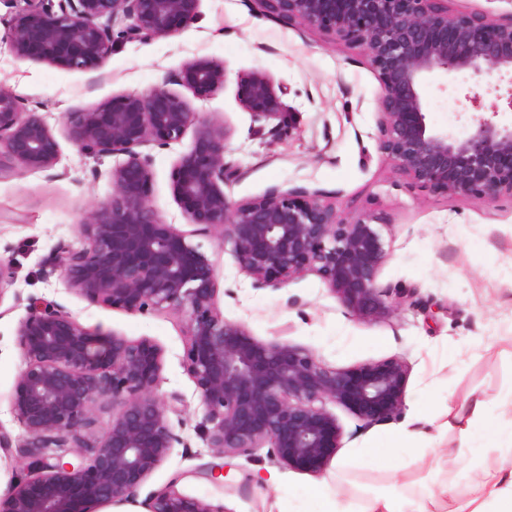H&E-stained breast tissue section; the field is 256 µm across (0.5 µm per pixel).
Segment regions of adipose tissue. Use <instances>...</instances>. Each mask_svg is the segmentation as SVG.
I'll list each match as a JSON object with an SVG mask.
<instances>
[{"mask_svg": "<svg viewBox=\"0 0 512 512\" xmlns=\"http://www.w3.org/2000/svg\"><path fill=\"white\" fill-rule=\"evenodd\" d=\"M409 417L414 424L413 429L395 431L388 446L376 444L362 449V459H377L388 465L403 448L423 455H439V448L427 446L429 437L425 426L429 422V409L423 400L412 404ZM447 426L458 433L457 454L467 456L489 450L512 452V430H504L496 419L489 416L483 401H474L466 415L450 417ZM448 493L449 488L444 484L433 487L423 498H407L394 492L373 493L358 508L333 493L325 483L304 488L299 496L304 500L318 501L319 512H431V504L447 501L453 504L451 512H512V468L478 472L466 496L452 500Z\"/></svg>", "mask_w": 512, "mask_h": 512, "instance_id": "ef3b65f1", "label": "adipose tissue"}]
</instances>
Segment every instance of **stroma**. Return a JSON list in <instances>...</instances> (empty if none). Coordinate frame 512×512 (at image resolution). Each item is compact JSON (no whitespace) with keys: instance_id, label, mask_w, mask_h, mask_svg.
I'll return each mask as SVG.
<instances>
[{"instance_id":"35a3bbf8","label":"stroma","mask_w":512,"mask_h":512,"mask_svg":"<svg viewBox=\"0 0 512 512\" xmlns=\"http://www.w3.org/2000/svg\"><path fill=\"white\" fill-rule=\"evenodd\" d=\"M13 19V10L0 0V89L43 115L61 157L49 171L16 165L0 171V248L9 247L17 268L14 285L0 292V435L9 441L0 447L1 496L25 465V432L11 412V399L24 367L17 329L31 297L63 306L89 331L147 337L164 351L157 393L183 399L181 414L170 417L179 441L135 501L120 505L119 512H147L148 496L172 482L182 494L224 505L227 512H313L314 503L297 498L294 490L320 479L354 503L369 491L421 497L441 481L461 494L473 467L512 462L510 456L489 454L439 466L402 450L399 475L375 464L359 466L358 449L390 433L394 424L364 426L335 404L329 410L344 437L323 474L281 468L265 448L224 459L204 438L206 412L184 365L185 314L94 305L65 288L46 264L58 243L83 245L80 222L112 193V157L88 155L69 141L64 113L169 86L189 61L209 58L227 67V82L211 96L192 99L191 109L197 122L217 116L232 131L225 160L238 175L225 183L226 196L245 202L273 190L305 192L318 195L339 218L373 217L387 252L378 283L388 301L399 305L385 320L369 324L352 317L312 272L279 287H254L232 245L208 241L204 248L216 268L220 314L243 323L257 340L307 348L331 368L402 358L410 366L406 401L424 398L436 423L476 399L488 404L492 416L511 423L512 407L500 403L512 395V196L459 199L410 185L380 148L381 84L360 48L332 33L275 19L258 0H201L197 20L178 34L116 40L99 68L74 71L16 60L4 42ZM255 70L285 87L283 101L293 116L288 131H256L239 106L236 76ZM423 106L430 126L461 137L474 118H512V86L504 83L491 92L465 73L438 76L425 85ZM195 134V127H188L179 144L150 150L151 204L190 238L195 227L173 194L170 173ZM224 463L236 484L229 493L199 474L200 468Z\"/></svg>"}]
</instances>
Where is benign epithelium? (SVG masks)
Instances as JSON below:
<instances>
[{
    "label": "benign epithelium",
    "mask_w": 512,
    "mask_h": 512,
    "mask_svg": "<svg viewBox=\"0 0 512 512\" xmlns=\"http://www.w3.org/2000/svg\"><path fill=\"white\" fill-rule=\"evenodd\" d=\"M6 42L17 60L37 57L68 70L91 71L112 55V25L129 20L127 41L167 38L191 24L201 0H13ZM280 20L331 31L362 49L376 71L380 148L413 184L450 197L493 200L512 195V122L476 118L457 138L432 129L421 97L429 77L470 71L489 88L512 84V15L448 12L446 0H259ZM225 66L206 58L187 63L174 82L194 97L224 88ZM282 88L262 71L237 79L241 107L259 123L287 128ZM190 100L164 88L113 99L62 117L68 138L85 153L121 156L112 167V194L79 224L86 246L61 242L49 259L64 284L99 306L128 313L172 308L187 313L185 368L208 414L205 439L234 456L270 449L281 467L324 472L343 436L327 404L342 406L364 425L398 417L408 364L389 358L329 368L308 349L259 341L244 324L216 309L217 275L202 244L187 240L153 209L152 158L142 147L179 142L193 120ZM230 130L218 117L196 131L171 173L175 197L197 234L233 244L239 266L257 287L282 286L316 273L355 318L380 322L397 310L385 301L378 276L387 253L371 218L342 220L314 196L271 193L235 203L224 183ZM60 143L37 112L25 111L0 89V162L48 171ZM24 359L11 410L22 424L29 462L0 497V512H102L135 498L173 443L169 414L181 396L156 393L162 347L92 333L61 305L28 298L17 329ZM117 412L89 461H50L46 448L71 441L87 447L95 407ZM149 512H225L169 486L150 497Z\"/></svg>",
    "instance_id": "1"
}]
</instances>
